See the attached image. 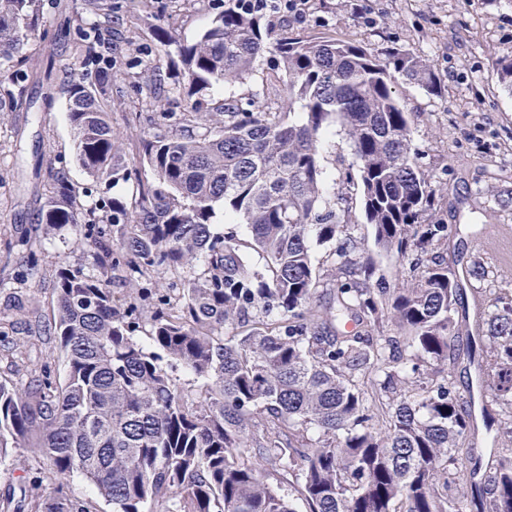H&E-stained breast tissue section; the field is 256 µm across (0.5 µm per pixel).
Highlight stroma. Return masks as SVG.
I'll return each instance as SVG.
<instances>
[{"label": "stroma", "mask_w": 512, "mask_h": 512, "mask_svg": "<svg viewBox=\"0 0 512 512\" xmlns=\"http://www.w3.org/2000/svg\"><path fill=\"white\" fill-rule=\"evenodd\" d=\"M116 2L112 30L121 42L114 70L120 78L112 84L107 106L123 145L121 169L113 176L109 194L127 201L132 185L122 171L138 165L140 141L154 132L158 121L152 109L141 104L145 66L151 63L167 72L169 109L181 111L183 67L175 45L196 41L216 12L196 9L188 0H159L149 18L127 7V0ZM84 12V0H39L41 28L18 71L28 104L0 112V309L19 300L36 306L47 320L56 312L53 269L41 267L17 283L16 264L23 254L15 244L30 225L39 223L54 190V173H66L82 207L95 201L93 180L75 160L68 118V86L95 82L76 54L74 20ZM271 23L287 26L292 38L350 40L379 56L395 47L406 49L428 58L434 67L435 90L403 82L396 90L409 115L411 147L432 176V221L448 227L429 254L458 284L455 351L445 371L462 411L473 417L475 430L460 440L455 463L460 477H467L469 449L486 456L494 446L512 448V435L494 440L486 432L484 414L502 423L512 421V405L494 401L485 383L487 359L472 349L485 332L495 300L512 296V93L501 85L495 66L498 59L512 58V0H309L302 20L275 16ZM162 30L172 36V45L160 43ZM274 69L272 55L259 58L247 80L206 91L205 107L227 99L278 98L279 86L270 80ZM321 154L323 207L336 208L337 191L343 186L353 213H360L359 175L340 124L329 126ZM345 232L358 244L356 260L368 263L384 287L406 284L409 263L380 250L371 225L361 220L348 224ZM81 236L80 226L68 224L44 236L39 247L92 275L97 271L94 250L81 243ZM476 263L485 271L479 279L469 274Z\"/></svg>", "instance_id": "stroma-1"}]
</instances>
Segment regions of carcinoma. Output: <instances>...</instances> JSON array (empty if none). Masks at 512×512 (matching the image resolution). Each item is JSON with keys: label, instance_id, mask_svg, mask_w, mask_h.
<instances>
[{"label": "carcinoma", "instance_id": "carcinoma-1", "mask_svg": "<svg viewBox=\"0 0 512 512\" xmlns=\"http://www.w3.org/2000/svg\"><path fill=\"white\" fill-rule=\"evenodd\" d=\"M38 0H0V104L18 101L17 58L40 28ZM95 89H68L76 161L91 176H110L118 137L100 103L112 86V30L89 24L78 44ZM275 52L283 92L277 111L255 99L231 100L203 119L200 92L242 81L258 58ZM184 65L181 112L161 110V129L142 140L140 167L127 174L130 204L101 198L85 212L97 274L60 264L53 287L57 314L12 307L19 321L56 338L67 368L0 381V459L26 448L46 459L28 473L18 498L0 512H92L69 495L83 475L112 512H512V448L471 455L470 479L452 468L457 441L472 417L458 405L440 367L448 362L457 288L428 247L447 230L429 224V175L411 151L401 78L430 90V61L409 51L383 60L362 44L294 41L261 16L224 0L213 26L178 44ZM333 122L353 147L364 215L375 244L403 258L416 253L413 278L390 295L371 285L369 264L353 260L344 235L352 210L322 209L321 144ZM247 225L249 241L213 231L217 206ZM42 223L22 241L28 256L16 278L39 267L40 236L77 224L72 188L55 173ZM339 239L336 270L348 281L317 304L310 240ZM262 266L245 260L243 248ZM137 285L123 308L112 300V271ZM182 271L175 306L144 292L147 281ZM409 333L411 366L387 359L390 341L344 320L380 324L385 311ZM151 325L152 347L136 332ZM243 327L226 340L215 331ZM480 347L490 357L495 397L512 403V297L498 299ZM177 365L204 382L193 394L177 383ZM436 377L408 396L400 374ZM383 394L378 412L364 386ZM279 475L273 484L270 477ZM58 480L53 493L27 503V490Z\"/></svg>", "mask_w": 512, "mask_h": 512}]
</instances>
